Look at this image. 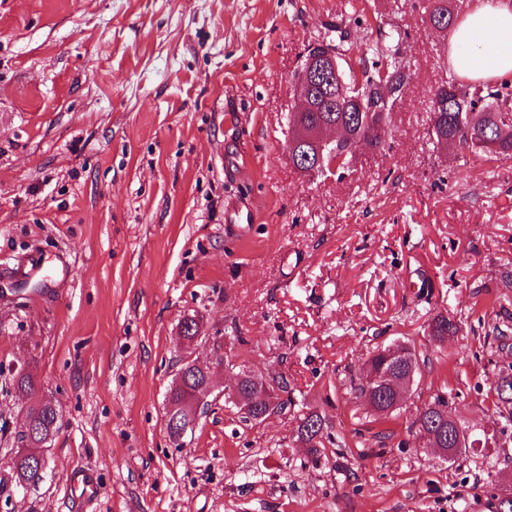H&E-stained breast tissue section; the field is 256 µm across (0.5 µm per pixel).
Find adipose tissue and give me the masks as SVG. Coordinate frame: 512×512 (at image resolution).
Listing matches in <instances>:
<instances>
[{"mask_svg": "<svg viewBox=\"0 0 512 512\" xmlns=\"http://www.w3.org/2000/svg\"><path fill=\"white\" fill-rule=\"evenodd\" d=\"M448 60L459 76L490 83L512 73V7L478 0L449 31Z\"/></svg>", "mask_w": 512, "mask_h": 512, "instance_id": "1", "label": "adipose tissue"}]
</instances>
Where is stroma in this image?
<instances>
[{"mask_svg": "<svg viewBox=\"0 0 512 512\" xmlns=\"http://www.w3.org/2000/svg\"><path fill=\"white\" fill-rule=\"evenodd\" d=\"M424 0H0V512H512V157L458 159L430 97L455 80ZM399 35L410 91L386 146L296 169L293 76L327 42L372 65ZM35 259L68 279L22 276ZM458 332L431 340L435 318ZM216 386L285 376L286 413L208 406L169 438L180 323ZM506 331V343L495 336ZM422 359L392 416L355 390L396 341ZM62 426L43 478L9 461L31 398ZM495 443L448 460L408 433L434 396ZM331 437L311 452L300 418Z\"/></svg>", "mask_w": 512, "mask_h": 512, "instance_id": "1", "label": "stroma"}]
</instances>
